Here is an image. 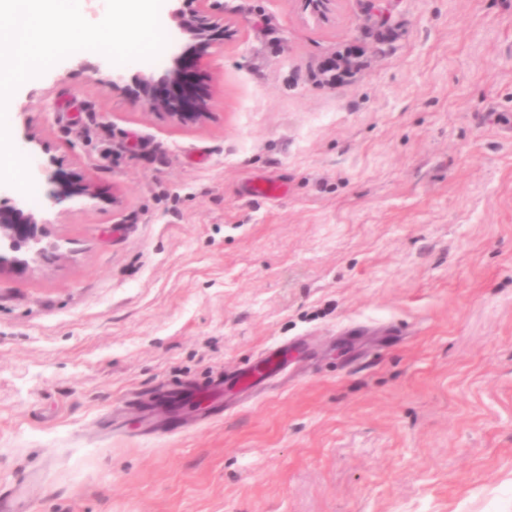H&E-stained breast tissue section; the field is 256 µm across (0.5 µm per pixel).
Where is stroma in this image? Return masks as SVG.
I'll use <instances>...</instances> for the list:
<instances>
[{"label": "stroma", "instance_id": "obj_1", "mask_svg": "<svg viewBox=\"0 0 512 512\" xmlns=\"http://www.w3.org/2000/svg\"><path fill=\"white\" fill-rule=\"evenodd\" d=\"M221 2L203 123L113 86L166 50L79 51L8 102L29 166L95 195L9 190L59 249L0 274V488L39 472L28 512H512V0ZM170 386L217 397L169 412ZM49 186L48 199L52 206L61 205L74 196L92 197L94 190L90 183L76 186L64 179L60 166L54 159H50L47 165L38 168Z\"/></svg>", "mask_w": 512, "mask_h": 512}]
</instances>
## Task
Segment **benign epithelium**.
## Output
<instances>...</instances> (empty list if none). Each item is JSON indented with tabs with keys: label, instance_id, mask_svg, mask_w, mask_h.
Wrapping results in <instances>:
<instances>
[{
	"label": "benign epithelium",
	"instance_id": "obj_1",
	"mask_svg": "<svg viewBox=\"0 0 512 512\" xmlns=\"http://www.w3.org/2000/svg\"><path fill=\"white\" fill-rule=\"evenodd\" d=\"M219 0H181L173 5L169 15L175 24L176 35L198 43H207L225 36L224 28L216 27ZM306 14L322 20L333 9L335 0H302ZM191 70V62L185 54H175L170 65L158 76L142 74L132 78L129 91L143 106L149 109H166L177 124H199L207 116V103L199 101L191 106L178 99H169L155 94L160 86L185 84ZM49 186L48 199L53 206L61 205L71 198L93 196L94 190L87 183L77 186L64 179L58 163L51 159L39 166ZM48 222L10 198H0V272L24 270L29 260L42 257L58 249L57 244L47 240Z\"/></svg>",
	"mask_w": 512,
	"mask_h": 512
}]
</instances>
